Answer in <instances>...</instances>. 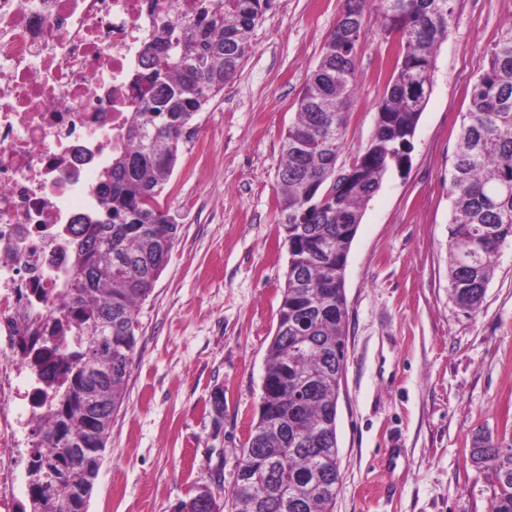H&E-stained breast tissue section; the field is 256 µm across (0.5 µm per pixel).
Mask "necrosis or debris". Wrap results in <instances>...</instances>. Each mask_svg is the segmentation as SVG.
<instances>
[{"instance_id": "4bbe7bcc", "label": "necrosis or debris", "mask_w": 512, "mask_h": 512, "mask_svg": "<svg viewBox=\"0 0 512 512\" xmlns=\"http://www.w3.org/2000/svg\"><path fill=\"white\" fill-rule=\"evenodd\" d=\"M150 0H0V512H26L49 407L28 360L65 304L72 228L126 148Z\"/></svg>"}]
</instances>
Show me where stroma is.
I'll return each mask as SVG.
<instances>
[{"mask_svg":"<svg viewBox=\"0 0 512 512\" xmlns=\"http://www.w3.org/2000/svg\"><path fill=\"white\" fill-rule=\"evenodd\" d=\"M342 6L275 0L234 83L197 115L160 198L178 237L137 310L125 399L87 512H176L219 475L232 488L288 272L282 139ZM511 31L512 0H455L409 162L363 209L344 273L334 512H490L493 477L470 446L475 432L512 423V241L478 311L459 309L448 292L449 185L472 86ZM397 50L368 12L338 168L369 145Z\"/></svg>","mask_w":512,"mask_h":512,"instance_id":"stroma-1","label":"stroma"}]
</instances>
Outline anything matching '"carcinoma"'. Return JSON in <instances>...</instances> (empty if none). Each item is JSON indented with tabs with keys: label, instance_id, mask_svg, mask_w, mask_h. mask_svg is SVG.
Instances as JSON below:
<instances>
[{
	"label": "carcinoma",
	"instance_id": "1",
	"mask_svg": "<svg viewBox=\"0 0 512 512\" xmlns=\"http://www.w3.org/2000/svg\"><path fill=\"white\" fill-rule=\"evenodd\" d=\"M454 0H344L297 100L278 168L288 273L282 334L269 345V404L240 451L229 504L211 512H334L341 474L336 409L345 367L344 271L362 210L393 167L409 158ZM398 36L387 90L365 152L336 172L356 88L355 56L369 4ZM273 0H184L157 19L145 71L134 74V112L94 188L98 209L78 220L66 310L35 363L52 401L29 469L31 512H82L120 409L139 330L136 308L152 292L177 237L159 202L196 115L232 82ZM454 156L449 192L448 284L475 311L501 246L512 239V34L487 52ZM474 463L495 478L491 512H512V432L475 434Z\"/></svg>",
	"mask_w": 512,
	"mask_h": 512
}]
</instances>
